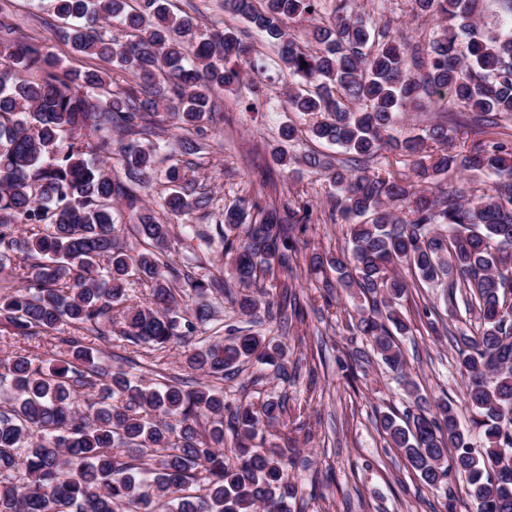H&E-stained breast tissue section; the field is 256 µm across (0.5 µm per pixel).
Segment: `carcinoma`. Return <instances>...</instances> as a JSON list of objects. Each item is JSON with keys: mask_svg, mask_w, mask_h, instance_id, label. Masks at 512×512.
I'll return each mask as SVG.
<instances>
[{"mask_svg": "<svg viewBox=\"0 0 512 512\" xmlns=\"http://www.w3.org/2000/svg\"><path fill=\"white\" fill-rule=\"evenodd\" d=\"M170 0H51L65 23L60 35L71 53L102 62L66 67L43 40L17 36L0 14V326L40 339L57 337L59 357L37 363L25 355L0 360V512H292L300 488L288 473L287 453L266 445L280 423L282 404L224 402L222 382L245 364L288 376L285 348L264 335L227 325L228 336H194L221 295L249 315L265 294L266 278L293 260L291 233L305 230L312 208L246 204L222 210L216 234L227 275L196 280L173 268L167 251L173 224L139 205L132 185L162 179V211L185 220L214 199L188 189L180 160L139 138L161 122L182 131L179 148L197 151L188 133L212 119V96L250 80L254 102L268 96L258 79L264 59L238 33L203 29L198 18L176 15ZM419 14L443 23L419 51L376 38L368 21L341 0L321 18L322 0H224L275 49L295 79L288 110L310 116L312 139L335 145L354 166L335 157L286 152L298 128H278L273 161L304 166L326 180L336 222L351 247L341 255L311 256L328 266L352 298L360 299L355 328L411 392L399 337L410 326L400 300L414 272L419 285L444 283L471 302L478 332L453 337L470 429L456 408L415 397L402 417L384 414L380 427L419 480L438 488L453 478L468 484L477 512H512V140L454 149L456 129L434 123L399 139L398 115L432 105L461 107L466 122L484 130L512 114V0H498L493 34L477 23L479 0H414ZM310 23L315 48L299 42L289 23ZM118 24L125 40L107 39ZM118 68L135 80L123 87ZM20 69L35 78L19 81ZM115 129L123 175L112 158ZM411 159V184L370 162L383 150ZM457 170L482 172L484 186L440 189ZM136 213L133 232L145 247L129 248L116 226L113 203ZM184 280L196 304L179 306L170 279ZM18 280L22 286L11 289ZM151 285L145 305L127 304L126 285ZM137 347H185L184 367L205 377L137 380L122 367L96 362L89 337L112 333ZM87 411L81 410V405ZM488 447L477 452L471 430ZM234 446L225 453L226 433Z\"/></svg>", "mask_w": 512, "mask_h": 512, "instance_id": "1", "label": "carcinoma"}]
</instances>
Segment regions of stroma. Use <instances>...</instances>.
<instances>
[{
  "label": "stroma",
  "mask_w": 512,
  "mask_h": 512,
  "mask_svg": "<svg viewBox=\"0 0 512 512\" xmlns=\"http://www.w3.org/2000/svg\"><path fill=\"white\" fill-rule=\"evenodd\" d=\"M222 2L177 0L187 14L207 25L219 22L235 27L242 39L253 45L268 65L274 108L247 111L251 94L244 85L215 96L212 121L203 131L191 134L198 150L189 158V176L196 191L211 195L216 206L197 214L194 238L172 243L169 261L178 269L190 265L196 277L220 271L222 247L216 223L221 208L238 200L283 208L302 199L313 209L307 230L293 234L297 252L285 276L303 317L289 316L283 325L267 318L265 312L246 318L227 306L221 319L198 329L199 336L206 337L230 322L272 336L285 346L289 362L297 366L296 373L284 379L270 368H247L225 381L224 399L235 404L245 396L253 401L269 394L285 398L287 446L295 459L294 475L303 488L305 512H443L444 490L425 487L400 452L388 446L379 426L381 413H404L413 398L378 357H371L356 370L348 369L352 351L368 348L353 330L357 318L354 301L340 287L333 270H316L310 264L312 254H338L348 247L345 225L330 217L332 188L322 178L276 165L271 159L278 127L292 117L284 93L293 80L277 67L275 52L264 38L242 19L225 14ZM351 8L367 21L389 24L391 35L406 34L414 43L437 30L432 18L415 16L412 0H351ZM6 9L19 35L44 39L65 66H91V58L72 54L52 32L54 15L49 0H8ZM428 309L442 317L444 330L431 331L424 315ZM402 312L413 333L402 337L401 347L419 385L418 395L431 402L450 401L461 422H468L463 380L449 339L450 334L472 330L464 298L452 301L445 288L416 286L403 298ZM88 346L104 363L119 365L135 358L149 379L186 374L176 348L138 354L117 335L107 342L89 340Z\"/></svg>",
  "instance_id": "1"
}]
</instances>
